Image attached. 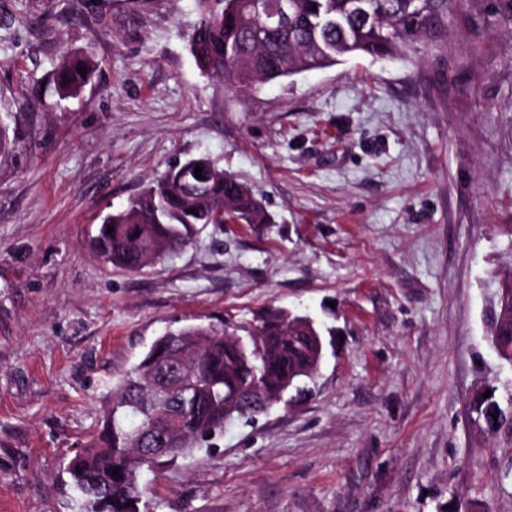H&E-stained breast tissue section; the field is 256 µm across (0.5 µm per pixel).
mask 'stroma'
<instances>
[{
  "label": "stroma",
  "mask_w": 512,
  "mask_h": 512,
  "mask_svg": "<svg viewBox=\"0 0 512 512\" xmlns=\"http://www.w3.org/2000/svg\"><path fill=\"white\" fill-rule=\"evenodd\" d=\"M196 0H0V512H78L64 467L165 331L307 316L303 400L143 471L150 512H512V365L485 313L512 271V0H462L392 59L240 87L199 70ZM97 70L51 85L62 53ZM207 156L267 224L197 225L132 273L91 245ZM86 68L85 77L78 73ZM95 62L89 55H62L55 67L53 81L59 96L69 97L79 94L95 72ZM476 418L475 422L480 426L484 427L488 432L492 434L498 433L503 428H507L512 431V418L506 415L498 403L490 399H479L475 402L473 408ZM498 411L497 421H494L492 414ZM497 422V425H494Z\"/></svg>",
  "instance_id": "stroma-1"
}]
</instances>
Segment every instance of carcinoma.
Here are the masks:
<instances>
[{"label":"carcinoma","instance_id":"carcinoma-1","mask_svg":"<svg viewBox=\"0 0 512 512\" xmlns=\"http://www.w3.org/2000/svg\"><path fill=\"white\" fill-rule=\"evenodd\" d=\"M209 2L198 0L200 19L190 43L198 67L252 87L333 66L349 55L395 56L448 16L450 0H286L288 20L277 29L266 24L273 0H224L220 10ZM94 72L88 55L61 56L53 73L58 95L79 94ZM229 222L265 224L268 215L252 190L223 169L213 166L201 181L184 162L152 180L126 209L107 214L92 244L104 262L139 272L187 246L193 226ZM487 320L493 347L511 364V273ZM318 335L306 319L279 313L262 321L247 342L210 324L159 336L136 367L112 382L111 407L99 430L66 466L80 493L79 512H140L144 470L223 431L224 408L252 388L299 389L322 362ZM474 412L487 431H512V418L495 401L477 400ZM116 469L119 474H112Z\"/></svg>","mask_w":512,"mask_h":512}]
</instances>
